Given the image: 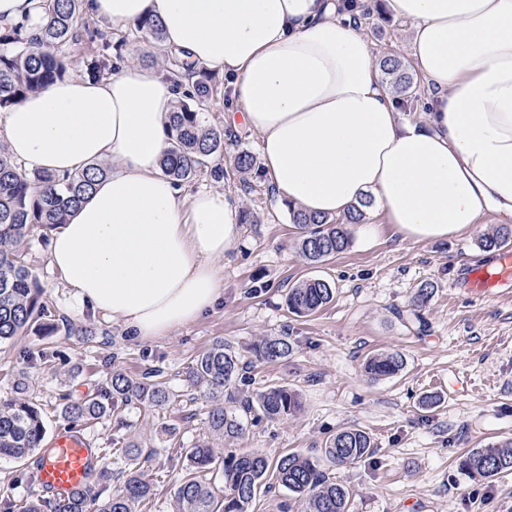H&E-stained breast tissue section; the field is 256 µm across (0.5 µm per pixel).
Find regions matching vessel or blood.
<instances>
[{
  "label": "vessel or blood",
  "instance_id": "vessel-or-blood-1",
  "mask_svg": "<svg viewBox=\"0 0 512 512\" xmlns=\"http://www.w3.org/2000/svg\"><path fill=\"white\" fill-rule=\"evenodd\" d=\"M461 285L467 293L492 296L512 286V252L501 254L493 265L465 270ZM99 457L98 448L78 429L57 432L42 455L37 485L52 497H63L83 486Z\"/></svg>",
  "mask_w": 512,
  "mask_h": 512
}]
</instances>
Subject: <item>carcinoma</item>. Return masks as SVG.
I'll use <instances>...</instances> for the list:
<instances>
[{"label": "carcinoma", "instance_id": "1", "mask_svg": "<svg viewBox=\"0 0 512 512\" xmlns=\"http://www.w3.org/2000/svg\"><path fill=\"white\" fill-rule=\"evenodd\" d=\"M84 0H47L48 20L34 28L22 22L0 26V110L69 73L72 47L83 42L91 45L87 72L93 80L112 75L122 61L125 38L114 42L99 32L93 18L83 8ZM135 32L163 39L160 22L151 17L140 21ZM167 80L182 89L169 122L170 149L162 163V172L175 184L189 182L207 172L216 180L224 170L211 165L224 153V133L204 125L203 115L213 101L225 96L224 84L216 81L204 65H191L166 55L161 60ZM383 67L396 76L395 88L406 94L412 87L402 64L392 58ZM234 169L246 177L255 167L246 151L233 159ZM109 168L97 164L57 178L44 173H27L0 144V345L23 335L34 325L53 331L55 308L39 284L28 263L26 248L32 227L46 232L66 223L69 210L92 190L97 178ZM292 222L301 230L299 251L310 264H319L343 252L350 245L348 226L363 220V211L355 208L340 221L327 216L308 215L290 210ZM512 242V229L503 227L481 239L486 249L501 248ZM335 289L321 278L303 281L288 289V309L296 315H309L334 298ZM294 352L288 336H267L257 343L252 354L259 362H276ZM404 360L397 352H385L369 358L365 371L372 379L397 375ZM244 365L240 356L222 341L213 343L198 356L190 368L193 383L212 402L208 411L209 432L234 438L243 430L242 417L258 412L268 419H279L301 409L299 395L283 386L270 387L257 401L238 399L230 389L240 380ZM161 371L150 370L143 379L123 373L111 376L105 391L115 404L135 402L150 410L167 404L173 393L159 380ZM229 398H224V395ZM108 407L99 399H70L62 414L72 423L99 420ZM46 433L41 409L19 398H0V459L26 460L42 450ZM374 444L368 433L345 428L330 438L322 454L334 466H348L372 454ZM112 449H103L96 470L88 483L65 498L35 499L22 512H137V507L152 495V487L131 462L124 471L121 489L109 493ZM187 461L175 490L179 512H252L257 496L280 485L304 500L305 512H348L349 492L331 480L320 468L318 459L288 453L269 459L259 453L219 456L210 442L202 440L184 449ZM460 469L472 478L490 479L512 473V439L487 448H473L460 460ZM218 470L222 482L206 479Z\"/></svg>", "mask_w": 512, "mask_h": 512}]
</instances>
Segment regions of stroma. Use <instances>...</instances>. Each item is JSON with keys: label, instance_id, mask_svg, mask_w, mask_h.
<instances>
[{"label": "stroma", "instance_id": "1", "mask_svg": "<svg viewBox=\"0 0 512 512\" xmlns=\"http://www.w3.org/2000/svg\"><path fill=\"white\" fill-rule=\"evenodd\" d=\"M359 19L372 63L392 57L411 66L409 25L379 11ZM239 110L228 97L214 101L205 114L208 127L236 134L214 159L224 169L223 180L206 175L186 184L190 192H226L255 218L243 225L224 257L222 300L169 335L130 336L120 323L76 305L48 266L41 230L33 229L32 269L57 317L75 331L36 328L0 345V396H15L17 383H25L26 399L38 404L52 433L68 425L62 395L96 394L116 371L136 377L162 370L172 401L152 411L119 405L85 431L96 447L114 451L109 490L121 486L133 444L151 453L141 467L154 493L141 512H177L175 485L186 466L182 451L206 437L209 409L189 368L221 340L247 362L236 395L285 386L300 394L303 407L282 420L248 417L238 437L212 438L213 447L317 458L337 431L358 428L371 436L373 454L355 465L326 468L349 490V512H512V475L474 480L459 469L468 450L512 438V290L478 299L459 284L467 267L495 262L497 251L480 244L495 231L493 219L444 240L416 243L400 241L379 217L370 233L353 225L344 252L309 265L298 250L299 230L289 210L267 191L263 166H256L246 184L233 169L239 151H259L258 136ZM229 112L234 122L225 121ZM314 277L332 284L333 300L309 316L289 313V288ZM425 282L433 285V295L424 306H414L412 297ZM85 328L91 336H82ZM283 334L294 344L292 356L275 364L252 361V344ZM393 350L403 355V370L389 379L369 378L367 357ZM41 351L49 355L46 363L30 367L28 356ZM427 396L436 397L435 406H423Z\"/></svg>", "mask_w": 512, "mask_h": 512}]
</instances>
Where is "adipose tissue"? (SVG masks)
<instances>
[{
  "label": "adipose tissue",
  "instance_id": "obj_1",
  "mask_svg": "<svg viewBox=\"0 0 512 512\" xmlns=\"http://www.w3.org/2000/svg\"><path fill=\"white\" fill-rule=\"evenodd\" d=\"M411 26L425 121L401 118L358 23L338 0H85L123 28L157 18L162 46L235 77L278 198L341 216L373 200L401 240L435 241L485 216L512 224V0H382ZM176 98L163 70L66 78L0 114L26 170L109 174L52 233L49 265L78 302L152 339L224 295L241 234L226 193L182 195L162 172Z\"/></svg>",
  "mask_w": 512,
  "mask_h": 512
}]
</instances>
